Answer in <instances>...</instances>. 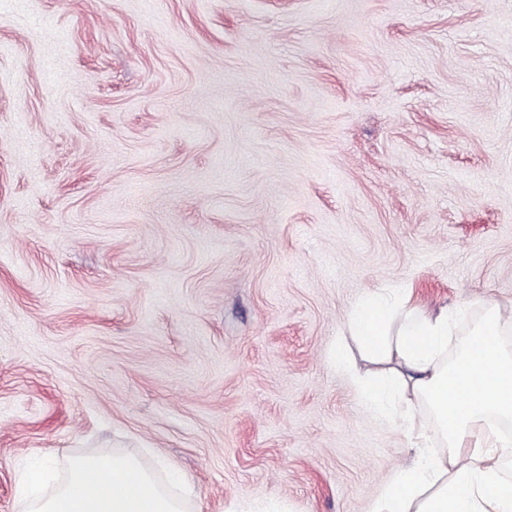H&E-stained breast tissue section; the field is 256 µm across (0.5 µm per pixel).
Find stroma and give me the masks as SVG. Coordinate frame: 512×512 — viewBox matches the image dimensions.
I'll return each instance as SVG.
<instances>
[{
	"mask_svg": "<svg viewBox=\"0 0 512 512\" xmlns=\"http://www.w3.org/2000/svg\"><path fill=\"white\" fill-rule=\"evenodd\" d=\"M512 306V0H0V512L49 455L369 512L377 288Z\"/></svg>",
	"mask_w": 512,
	"mask_h": 512,
	"instance_id": "35a3bbf8",
	"label": "stroma"
}]
</instances>
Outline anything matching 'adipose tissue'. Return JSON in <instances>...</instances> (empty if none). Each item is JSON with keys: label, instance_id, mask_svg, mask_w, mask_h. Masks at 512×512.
Returning a JSON list of instances; mask_svg holds the SVG:
<instances>
[{"label": "adipose tissue", "instance_id": "obj_1", "mask_svg": "<svg viewBox=\"0 0 512 512\" xmlns=\"http://www.w3.org/2000/svg\"><path fill=\"white\" fill-rule=\"evenodd\" d=\"M484 317L447 360L453 311L426 312L411 291L384 288L352 311L348 330L361 355L383 372L361 382L363 401L400 420L416 453L394 473L371 512H512V484L499 476L500 439L491 416L512 418V315L483 303ZM426 403L448 446L427 452L429 431L413 410ZM23 512H186L192 488L168 462L146 464L133 453L95 454L58 473L41 456L19 478Z\"/></svg>", "mask_w": 512, "mask_h": 512}]
</instances>
